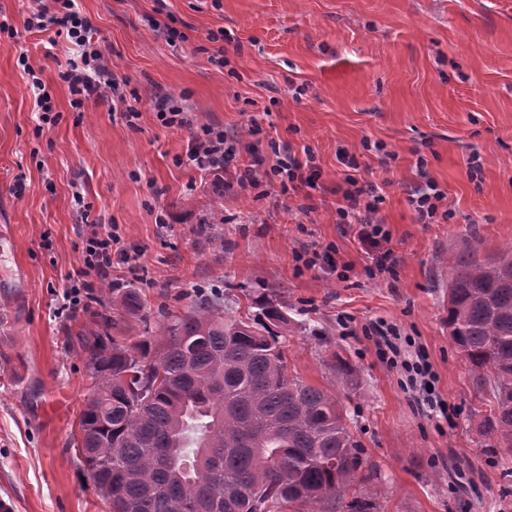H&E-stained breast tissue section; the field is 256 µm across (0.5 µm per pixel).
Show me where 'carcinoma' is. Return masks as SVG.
I'll return each instance as SVG.
<instances>
[{
	"label": "carcinoma",
	"instance_id": "obj_1",
	"mask_svg": "<svg viewBox=\"0 0 512 512\" xmlns=\"http://www.w3.org/2000/svg\"><path fill=\"white\" fill-rule=\"evenodd\" d=\"M129 314L138 294L116 289ZM262 316L224 314L199 293L163 334L117 340L112 316L66 336L94 382L76 455L109 512H373L349 497L365 481L362 449L336 396L289 376L279 335L288 307L264 292ZM448 332L474 388L492 399L479 434L512 451V245L482 258L471 245L448 256ZM336 384L358 369L331 354Z\"/></svg>",
	"mask_w": 512,
	"mask_h": 512
}]
</instances>
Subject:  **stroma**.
Here are the masks:
<instances>
[{"label":"stroma","instance_id":"35a3bbf8","mask_svg":"<svg viewBox=\"0 0 512 512\" xmlns=\"http://www.w3.org/2000/svg\"><path fill=\"white\" fill-rule=\"evenodd\" d=\"M113 71L136 91L140 117L95 100L70 105L60 67L71 45H49L24 21L33 0H0V503L8 512H108L77 460L73 436L94 386L80 352L65 342L86 323L63 307L67 276L82 259L90 220L112 224L141 267L121 287L137 315L116 310L108 284L97 310H115L114 335H159L165 313L190 307L197 288L224 311L248 314L266 289L289 306L284 332L290 374L333 390L330 353L360 371L338 398L373 477L357 489L379 512H512V452L492 453L477 432L489 407L453 350L448 254L478 245L499 255L512 244V0H78ZM174 20L187 41L169 45L154 22ZM222 29L228 66L210 60ZM42 78L56 123L38 126L20 54ZM172 97L194 125H219L274 161L275 144L311 149L317 188L282 192L177 165L189 129L164 127L154 98ZM393 160L384 161V152ZM378 186L376 215L396 257L377 271L378 248L339 220L344 166ZM447 196L450 216L419 223L409 204L422 178ZM24 183V195L13 187ZM209 236L199 229L210 217ZM334 247L348 280L308 269L296 254ZM384 320L414 338L435 374L452 421L426 416L384 363L368 324Z\"/></svg>","mask_w":512,"mask_h":512}]
</instances>
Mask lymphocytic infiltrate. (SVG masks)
Instances as JSON below:
<instances>
[{
    "mask_svg": "<svg viewBox=\"0 0 512 512\" xmlns=\"http://www.w3.org/2000/svg\"><path fill=\"white\" fill-rule=\"evenodd\" d=\"M25 27L30 32L53 31L55 37L65 39L79 48V60L70 61L62 75L72 96V107H82L92 97L114 102L122 100V84L96 47L94 28L90 20L80 13L76 0H39L26 18ZM155 108L164 127L191 128V137L182 158L183 164L212 175L215 190L223 191L224 176L231 172L236 159V140L217 125L192 127L188 113L177 100L159 99ZM345 167L346 187L342 192L343 202L338 209L340 217L347 223L359 225L362 240L381 236L383 226L376 219L382 202L381 195L372 184L359 180L355 158H346ZM320 177L313 155L301 159L288 151L276 164L270 166L266 165L263 157H256L253 166L237 174L236 180L240 186L253 188L259 187L262 180H275L283 191L296 192L314 186ZM118 244L119 238L111 225H94L82 250V262L70 275L72 284L68 297L72 305H80L82 298L92 297L97 283L111 279L113 258L130 263V255L119 252ZM372 333L383 362L390 368L401 370L406 389L421 404L438 409L440 414H447V406L438 404L433 398L434 375L421 351L403 349L400 332L395 327L381 323L373 326Z\"/></svg>",
    "mask_w": 512,
    "mask_h": 512,
    "instance_id": "1",
    "label": "lymphocytic infiltrate"
}]
</instances>
